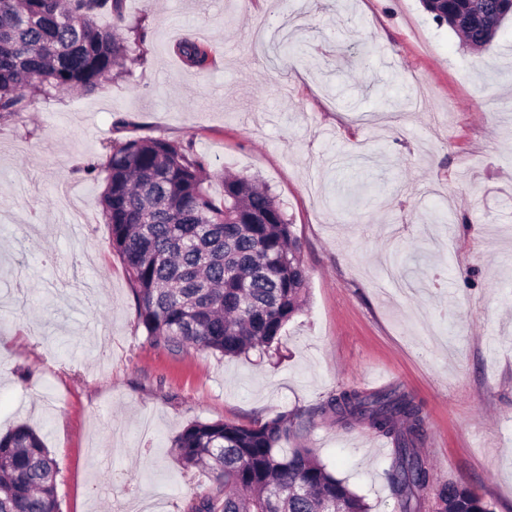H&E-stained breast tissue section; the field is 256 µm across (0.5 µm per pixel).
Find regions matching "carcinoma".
I'll return each instance as SVG.
<instances>
[{"instance_id": "obj_1", "label": "carcinoma", "mask_w": 512, "mask_h": 512, "mask_svg": "<svg viewBox=\"0 0 512 512\" xmlns=\"http://www.w3.org/2000/svg\"><path fill=\"white\" fill-rule=\"evenodd\" d=\"M439 24L473 49L487 47L512 18V0H422ZM107 14L112 25L101 27ZM142 25L125 0H0V120L40 99L91 94L112 72L142 63ZM181 59L202 67L208 54L185 38ZM106 173L99 197L110 245L132 286L145 341L179 353L228 357L265 351L301 310L308 272L281 203L256 178H222L217 200L202 158L163 136L114 138L84 171ZM346 427L363 425L393 445L387 479L400 512H418L433 490L440 512H491L468 486L438 485L415 444L425 415L410 394L344 389L319 410ZM296 421L249 425L195 421L173 447L186 469L206 468L213 486L187 512H370L365 499L330 473L310 448H285ZM58 467L26 424L0 435V512H59Z\"/></svg>"}]
</instances>
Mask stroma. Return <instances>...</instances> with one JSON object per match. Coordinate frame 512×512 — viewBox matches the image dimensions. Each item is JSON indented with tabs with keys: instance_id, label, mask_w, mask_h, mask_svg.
<instances>
[{
	"instance_id": "1",
	"label": "stroma",
	"mask_w": 512,
	"mask_h": 512,
	"mask_svg": "<svg viewBox=\"0 0 512 512\" xmlns=\"http://www.w3.org/2000/svg\"><path fill=\"white\" fill-rule=\"evenodd\" d=\"M143 63L0 120V430L40 431L60 512H185L211 485L172 441L194 421L292 416L336 391L421 402L420 453L512 512V20L463 46L420 0H126ZM287 34L254 50L259 16ZM204 45V69L175 51ZM164 135L284 205L309 280L265 356L145 343L83 168ZM360 203L341 208L336 188ZM314 449L372 512H397L390 442L315 418Z\"/></svg>"
}]
</instances>
